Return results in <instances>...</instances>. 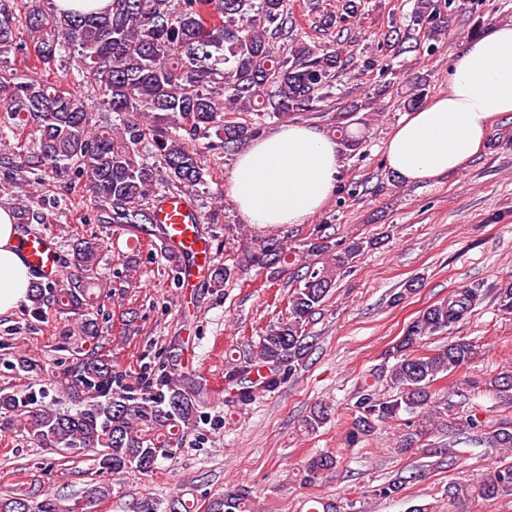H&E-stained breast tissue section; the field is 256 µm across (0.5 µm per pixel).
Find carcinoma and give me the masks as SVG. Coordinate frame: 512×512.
<instances>
[{"instance_id":"carcinoma-1","label":"carcinoma","mask_w":512,"mask_h":512,"mask_svg":"<svg viewBox=\"0 0 512 512\" xmlns=\"http://www.w3.org/2000/svg\"><path fill=\"white\" fill-rule=\"evenodd\" d=\"M33 53L46 69L72 64L81 81L97 87L100 105L119 122L99 126L77 94L39 80L25 71L0 72V137L27 141L23 160L0 158L14 179L71 169L85 177L99 224L133 233L163 235L156 203L164 195H182L209 175L206 151L231 154L265 132L267 125L314 112L332 100L338 74L360 78L385 74L398 56L420 49L419 37L435 41L448 28L453 0H415L404 27L384 33L382 43L356 56L343 55L344 30L336 48L310 44L295 34L288 0H112L105 12L58 13L47 0H21ZM339 21L362 16L364 0H340ZM14 13L0 7V57L23 51ZM355 104L340 108L336 122L340 144L361 149L363 131L353 127ZM245 112L244 121L226 114ZM38 201L20 203L21 220L43 219ZM371 243L353 240L336 252L334 262L307 267L303 285L293 289L288 317L260 338L252 359L228 363L224 381L236 389V401L248 404L258 389L273 391L293 372L308 349L306 326L335 287L340 271ZM104 243L83 238L72 247L70 271L62 283L33 281L30 309L46 306L81 315L97 299L96 266ZM284 253L275 238L258 241L247 263L271 268ZM236 274L233 266L211 269L209 286L221 288ZM483 300L476 288H463L428 307L385 350L393 364L362 376L350 403L344 447L355 448L377 427L403 415L420 420L401 436L395 452L407 453L432 433L425 419L447 413L448 444L428 449L437 464L453 468L452 447L465 434L490 448H512V424L481 431L477 417L450 413L434 385L459 373L481 355L476 342L459 338L422 350L431 337L466 319ZM182 353L173 348L160 376L131 385L98 347L79 351L52 377L59 398L0 392V430L18 429L41 448L73 452L96 450L99 470L120 475L130 470L150 475L174 457L185 431L196 426L206 404L203 389L181 384ZM497 403L512 408V371L486 383ZM331 407L314 405L303 421L313 434L331 419ZM343 457L325 451L310 457L302 482L314 485L336 469ZM106 483H94L76 499L51 495L33 485L17 494H0V512H91L111 495ZM251 491L237 487L208 502L205 512H251ZM512 494V463L496 467L481 481L448 486V498L476 505Z\"/></svg>"}]
</instances>
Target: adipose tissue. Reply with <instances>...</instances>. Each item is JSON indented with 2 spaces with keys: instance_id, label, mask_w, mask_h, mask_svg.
I'll return each instance as SVG.
<instances>
[{
  "instance_id": "1",
  "label": "adipose tissue",
  "mask_w": 512,
  "mask_h": 512,
  "mask_svg": "<svg viewBox=\"0 0 512 512\" xmlns=\"http://www.w3.org/2000/svg\"><path fill=\"white\" fill-rule=\"evenodd\" d=\"M447 91L410 110L385 145L407 183L460 172L483 148L493 118H512V26L490 27L448 68ZM342 170L337 142L311 127L282 126L237 155L228 192L247 223L302 224L319 212ZM33 274L12 213L0 208V315L26 301Z\"/></svg>"
}]
</instances>
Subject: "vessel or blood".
I'll return each instance as SVG.
<instances>
[{"label":"vessel or blood","mask_w":512,"mask_h":512,"mask_svg":"<svg viewBox=\"0 0 512 512\" xmlns=\"http://www.w3.org/2000/svg\"><path fill=\"white\" fill-rule=\"evenodd\" d=\"M157 219L162 224L163 240L182 258L184 283L194 287L204 282L212 266L210 243L198 234V214L186 199L169 195L156 204ZM23 253L28 265L48 282L58 283L64 278V269L59 264L56 249L50 238L44 235H29L23 241Z\"/></svg>","instance_id":"vessel-or-blood-1"}]
</instances>
